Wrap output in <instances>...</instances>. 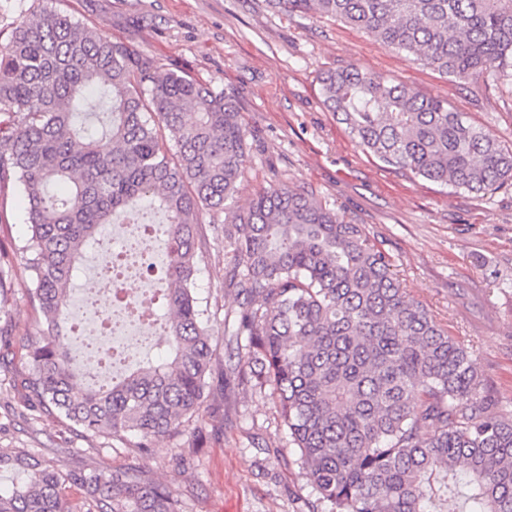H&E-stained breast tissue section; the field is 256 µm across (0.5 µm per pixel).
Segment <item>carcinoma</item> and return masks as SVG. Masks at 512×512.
Wrapping results in <instances>:
<instances>
[{"mask_svg":"<svg viewBox=\"0 0 512 512\" xmlns=\"http://www.w3.org/2000/svg\"><path fill=\"white\" fill-rule=\"evenodd\" d=\"M275 12L350 24L452 81L512 77V0H267ZM323 105L385 166L491 195L512 148L448 102L356 65L318 76ZM98 92L88 134L86 91ZM236 96L170 70L65 14L22 13L0 48V188L28 204L21 247L43 324L20 378L31 400L91 435L147 451L200 412L217 354L195 297L207 246L200 209L224 225L238 301L229 373L271 387L317 500L330 512H512V417L479 395L470 352L401 287L359 224L275 184L234 209L249 163ZM142 200L168 240L164 356L76 391L67 303L100 226ZM17 475L0 512H181L140 467L71 472L0 448ZM82 491L83 508L65 491Z\"/></svg>","mask_w":512,"mask_h":512,"instance_id":"obj_1","label":"carcinoma"}]
</instances>
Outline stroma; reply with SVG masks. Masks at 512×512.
Listing matches in <instances>:
<instances>
[{
	"label": "stroma",
	"mask_w": 512,
	"mask_h": 512,
	"mask_svg": "<svg viewBox=\"0 0 512 512\" xmlns=\"http://www.w3.org/2000/svg\"><path fill=\"white\" fill-rule=\"evenodd\" d=\"M61 11L112 41L237 97L250 163L239 207L271 184L312 195L363 225L391 259L408 292L467 348L502 413L512 414V186L479 196L386 168L357 146L320 101V72L350 64L448 101L470 123L512 146V83L460 85L361 30L325 18L285 16L265 0H0V45L16 17L34 7ZM27 202L0 193V250L14 284L5 307L13 332L0 343V448L43 452L80 472L139 463L166 482L184 512H328L279 420L270 391L234 379L208 410L136 456L124 442L85 436L55 413L27 409L14 386L28 370L41 321L29 292L33 273L14 251L29 236ZM225 215L202 210L208 245L195 293L208 310L219 361H227L224 319L238 303L226 288Z\"/></svg>",
	"instance_id": "stroma-1"
}]
</instances>
